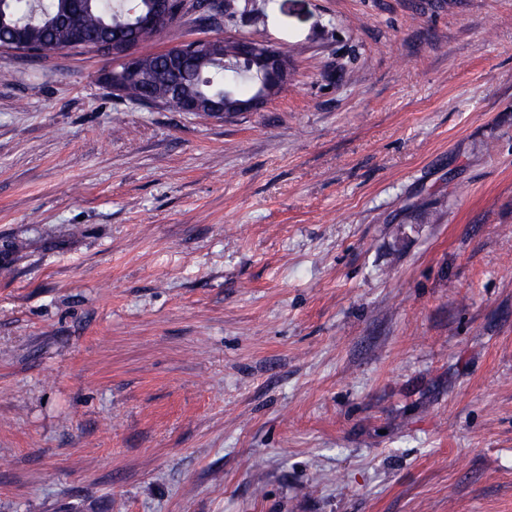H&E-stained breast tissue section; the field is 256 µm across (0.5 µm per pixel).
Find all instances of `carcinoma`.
Masks as SVG:
<instances>
[{"label": "carcinoma", "instance_id": "cac0c4a2", "mask_svg": "<svg viewBox=\"0 0 512 512\" xmlns=\"http://www.w3.org/2000/svg\"><path fill=\"white\" fill-rule=\"evenodd\" d=\"M151 2L84 0L77 9L71 7L70 0H0L7 14V24L0 27V44L20 46L26 55L39 56L68 47L73 35L82 32L89 38L83 52L92 53L98 42L118 34L133 36L138 16ZM237 50L236 41L218 39L207 52L186 59L176 71L160 57L145 53L138 63V79L125 86L121 97L135 106L146 98L166 106L173 100L176 87L183 97L204 102L226 96L242 99L244 86L256 94L262 85L259 69L237 65Z\"/></svg>", "mask_w": 512, "mask_h": 512}]
</instances>
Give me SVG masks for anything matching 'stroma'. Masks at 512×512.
Segmentation results:
<instances>
[{
	"label": "stroma",
	"mask_w": 512,
	"mask_h": 512,
	"mask_svg": "<svg viewBox=\"0 0 512 512\" xmlns=\"http://www.w3.org/2000/svg\"><path fill=\"white\" fill-rule=\"evenodd\" d=\"M287 90L0 53V512H512V0H229Z\"/></svg>",
	"instance_id": "stroma-1"
}]
</instances>
